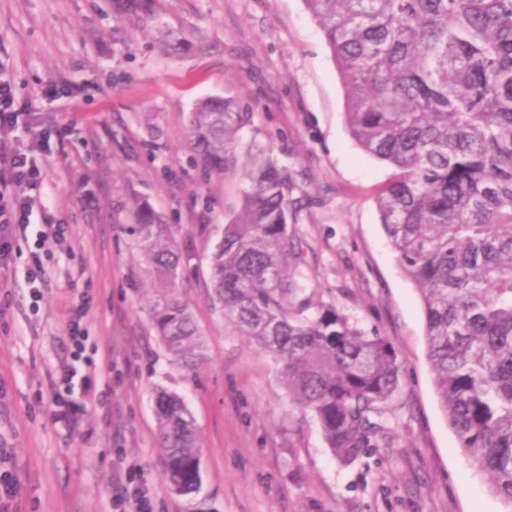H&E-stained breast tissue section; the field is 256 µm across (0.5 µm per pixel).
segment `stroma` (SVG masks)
<instances>
[{
  "mask_svg": "<svg viewBox=\"0 0 512 512\" xmlns=\"http://www.w3.org/2000/svg\"><path fill=\"white\" fill-rule=\"evenodd\" d=\"M158 22L204 36L208 49L170 55ZM0 58L19 105L40 114L20 137L39 145L46 194L0 266V469L17 480L14 512H112L130 479L152 512H503L440 408L420 292L380 224L375 196L392 170L352 139L343 84L303 0H0ZM209 96L251 112L242 142L287 165L308 293L398 352L391 430L354 464L290 407L279 364L214 298L211 255L246 183L235 172L206 178L196 161L189 121ZM138 203L191 257L177 288L205 341L197 372L154 328ZM46 224L65 239L43 251ZM36 254L46 281L35 294L25 275ZM78 311L87 342L76 360ZM73 362L94 382L67 429L52 398ZM161 390L184 399L197 427L202 486L189 496L163 470Z\"/></svg>",
  "mask_w": 512,
  "mask_h": 512,
  "instance_id": "1",
  "label": "stroma"
}]
</instances>
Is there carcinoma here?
<instances>
[{"mask_svg":"<svg viewBox=\"0 0 512 512\" xmlns=\"http://www.w3.org/2000/svg\"><path fill=\"white\" fill-rule=\"evenodd\" d=\"M322 28L346 95L353 140L393 169L376 196L381 224L421 292L428 358L463 454L512 512V0H304ZM168 51L204 49L160 31ZM230 98L193 111L189 137L204 170H241L247 186L211 261L216 299L282 365L289 402L317 421L343 465L377 448L400 385L396 348L305 294L288 224V172L269 148L242 146L251 121ZM157 284L158 336L181 367L204 360L177 291L189 256L149 206L135 207ZM155 414L170 486L202 483L197 430L179 395Z\"/></svg>","mask_w":512,"mask_h":512,"instance_id":"1","label":"carcinoma"}]
</instances>
